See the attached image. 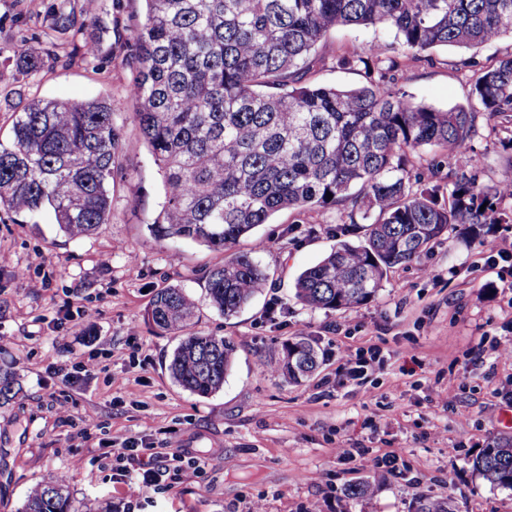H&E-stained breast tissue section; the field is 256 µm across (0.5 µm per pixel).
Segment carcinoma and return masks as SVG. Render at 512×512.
I'll use <instances>...</instances> for the list:
<instances>
[{"label": "carcinoma", "instance_id": "1", "mask_svg": "<svg viewBox=\"0 0 512 512\" xmlns=\"http://www.w3.org/2000/svg\"><path fill=\"white\" fill-rule=\"evenodd\" d=\"M131 31L138 75L131 122L162 172L166 198L149 230L225 254L205 272L207 298L226 317L267 281L240 239L284 209L334 208L351 223L372 220L364 241H345L304 269L294 298L314 309L350 310L372 301L390 269L421 257L428 245L467 224H502L512 211V180L491 186L458 163L478 115H512V53L477 73L467 104L449 110L409 100L392 73L403 62L382 46L337 59L356 67V87L312 84L316 48L337 27H390L403 53L448 46L480 48L512 36V0H145ZM50 28L100 51L95 16L72 0L48 7ZM17 75L39 72L50 53L11 48ZM123 134L103 100H34L15 113L11 140L0 143V210L34 217L49 209L69 238L109 220L112 179ZM438 148L431 175L411 152ZM448 182V195L441 183ZM332 198H327V194ZM196 303L181 288L159 289L146 312L164 332L183 331L168 371L182 388L208 397L224 386L234 347L222 336L188 331ZM320 365L306 337L287 340L270 372L298 383ZM0 364V408L19 392ZM493 490L512 491V437L472 459ZM19 512H75L65 480L49 478ZM415 512H454L452 497L421 499Z\"/></svg>", "mask_w": 512, "mask_h": 512}]
</instances>
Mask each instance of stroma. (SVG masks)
<instances>
[{"label":"stroma","instance_id":"obj_1","mask_svg":"<svg viewBox=\"0 0 512 512\" xmlns=\"http://www.w3.org/2000/svg\"><path fill=\"white\" fill-rule=\"evenodd\" d=\"M144 0H98L99 57L85 56L79 38L45 26L44 9L29 0H0V46L35 38L57 56L36 76L18 78L0 58V141L10 138L16 107L34 99L107 100L124 132L112 182L108 223L88 237L59 232L51 214L31 221L0 212V360H10L22 390L0 409V512H17L28 492L64 478L77 512H125L126 487L104 449L127 443L187 448L202 456L199 477L166 491L145 489L139 512H414L419 498L453 495L455 512H512V492L493 491L471 460L495 438L512 436V360L495 359L490 344L512 338V223L456 227L432 242L419 261L391 269L378 296L349 311L297 303L298 275L340 240L358 241L364 224L332 208L278 212L240 240L269 281L231 317L206 298V269L224 255L206 247L155 240L147 226L165 199L162 174L130 116L137 69L121 46L144 17ZM383 25L331 31L317 50L313 82L354 86L357 70L338 57L391 45ZM512 52V37L483 49L430 50L406 61L398 86L409 99L442 109L466 104L475 68ZM463 156L484 184L512 178V128L477 122ZM502 254L488 258L483 242ZM45 265L29 268L34 252ZM431 267L436 280L420 278ZM45 288H31V280ZM177 286L197 309L193 330L236 348L223 388L200 397L171 379L167 361L178 336L145 319L154 293ZM306 336L323 355L318 371L294 384L268 373L283 343ZM377 349L366 380L343 367L348 356ZM67 403L69 420L58 414ZM97 426L84 432L83 418ZM363 449L340 458L337 448ZM393 467L376 462L392 449ZM83 467L74 471L72 459ZM373 477V496L352 498L348 485Z\"/></svg>","mask_w":512,"mask_h":512}]
</instances>
